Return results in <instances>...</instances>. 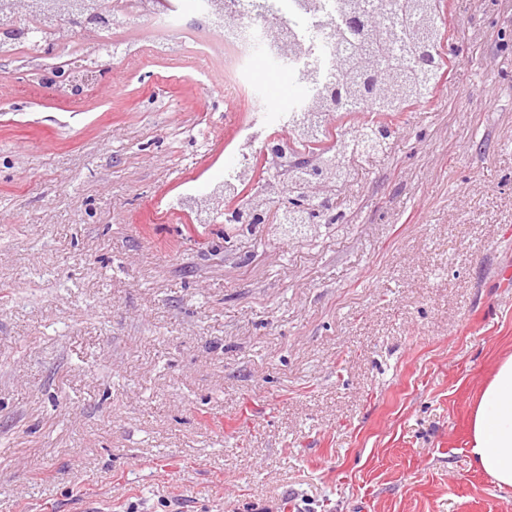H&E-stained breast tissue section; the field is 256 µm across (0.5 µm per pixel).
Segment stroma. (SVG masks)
<instances>
[{"label": "stroma", "instance_id": "35a3bbf8", "mask_svg": "<svg viewBox=\"0 0 512 512\" xmlns=\"http://www.w3.org/2000/svg\"><path fill=\"white\" fill-rule=\"evenodd\" d=\"M441 82L312 242L224 237L249 122L196 21L116 29L94 91L0 59V512H512L470 416L512 353V0H444ZM247 158L244 155H238L236 157V161L234 162L233 167L225 174L224 180L217 182H210L206 184L203 188H190L179 198L177 205L183 209H193L198 212L195 204V200L201 196H206L205 198H201L198 203L202 205V203L208 200V197L212 198H220L222 196H228L234 193L236 190L237 184L240 182L239 175L246 164ZM197 203V205H198Z\"/></svg>", "mask_w": 512, "mask_h": 512}]
</instances>
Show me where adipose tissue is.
<instances>
[{
  "mask_svg": "<svg viewBox=\"0 0 512 512\" xmlns=\"http://www.w3.org/2000/svg\"><path fill=\"white\" fill-rule=\"evenodd\" d=\"M470 454L498 487L512 488V355L482 387L470 420Z\"/></svg>",
  "mask_w": 512,
  "mask_h": 512,
  "instance_id": "1",
  "label": "adipose tissue"
}]
</instances>
